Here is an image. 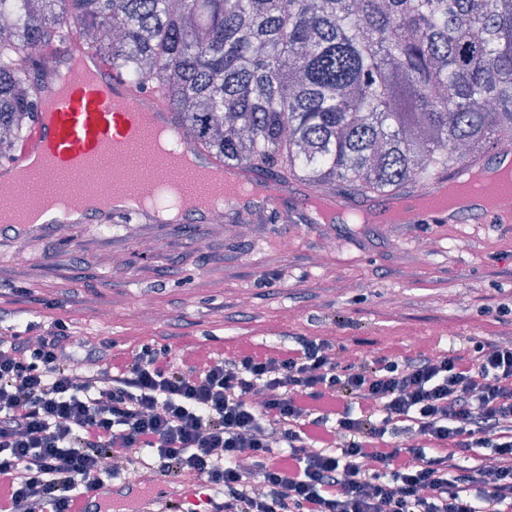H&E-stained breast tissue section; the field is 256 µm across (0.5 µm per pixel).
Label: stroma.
<instances>
[{
  "instance_id": "1",
  "label": "stroma",
  "mask_w": 512,
  "mask_h": 512,
  "mask_svg": "<svg viewBox=\"0 0 512 512\" xmlns=\"http://www.w3.org/2000/svg\"><path fill=\"white\" fill-rule=\"evenodd\" d=\"M425 238L437 243L427 257ZM18 318H65L79 335L129 345L208 334L216 353L302 333L367 354L442 351L464 336L508 342L512 224L320 221L291 193L242 237L210 224L134 234L94 224L22 246L0 240V323Z\"/></svg>"
}]
</instances>
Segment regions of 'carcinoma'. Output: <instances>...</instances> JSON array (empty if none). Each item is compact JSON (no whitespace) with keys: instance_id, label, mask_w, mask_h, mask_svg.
I'll use <instances>...</instances> for the list:
<instances>
[{"instance_id":"carcinoma-1","label":"carcinoma","mask_w":512,"mask_h":512,"mask_svg":"<svg viewBox=\"0 0 512 512\" xmlns=\"http://www.w3.org/2000/svg\"><path fill=\"white\" fill-rule=\"evenodd\" d=\"M0 159L75 37L227 164L400 197L512 139V0H0Z\"/></svg>"}]
</instances>
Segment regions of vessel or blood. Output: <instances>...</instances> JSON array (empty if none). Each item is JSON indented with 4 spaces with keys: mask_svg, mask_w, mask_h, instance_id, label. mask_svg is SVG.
<instances>
[{
    "mask_svg": "<svg viewBox=\"0 0 512 512\" xmlns=\"http://www.w3.org/2000/svg\"><path fill=\"white\" fill-rule=\"evenodd\" d=\"M39 107L35 118L18 142L14 154L0 162V178L31 163L42 165V178L47 193L59 192L61 173L94 167L107 153L122 151L127 144L144 139L149 125L160 121L178 130V116L156 94L150 85L136 86L118 73L102 56L88 52L79 43L69 51L52 53L44 80L38 86ZM184 148L200 161L203 170L223 172L224 179L210 184L215 195H227L230 185L246 181L255 188L252 196L237 199L240 212L270 209L288 193L287 184L245 165L229 166L222 158L189 140ZM148 170H127L115 165L100 175L95 183L96 204L81 202L68 214L51 217L40 212L36 203L23 201L14 207L15 220L0 223V238L16 244L58 232L62 226L78 224H120L129 219L144 224H162L169 209L168 200H160L150 208H131L111 204L116 188L147 178ZM436 182L412 195L388 198L379 207L388 213L395 206L407 207L408 224H511L512 208H487L473 205L450 211L435 202L442 190ZM181 503L180 495L170 493L168 485L156 478L145 484L132 485L124 494L109 492L96 502L81 499L76 512H96L98 507L128 502Z\"/></svg>",
    "mask_w": 512,
    "mask_h": 512,
    "instance_id": "vessel-or-blood-1",
    "label": "vessel or blood"
}]
</instances>
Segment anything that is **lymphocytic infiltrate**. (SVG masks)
<instances>
[{
	"label": "lymphocytic infiltrate",
	"mask_w": 512,
	"mask_h": 512,
	"mask_svg": "<svg viewBox=\"0 0 512 512\" xmlns=\"http://www.w3.org/2000/svg\"><path fill=\"white\" fill-rule=\"evenodd\" d=\"M335 350L1 330L0 512H72L122 448V472L201 482L206 512H512V344Z\"/></svg>",
	"instance_id": "1"
}]
</instances>
